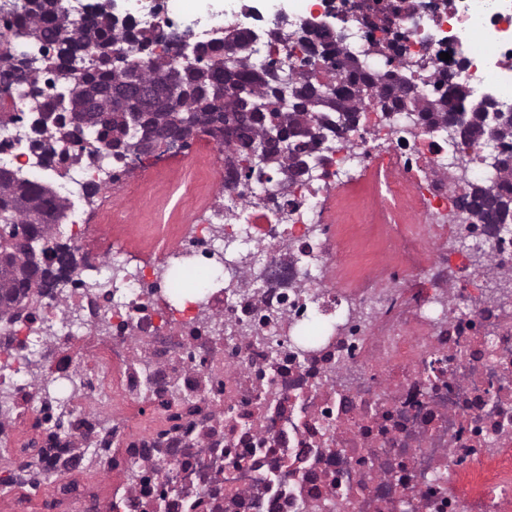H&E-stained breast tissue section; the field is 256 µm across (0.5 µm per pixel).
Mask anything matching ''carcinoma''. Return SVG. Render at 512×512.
<instances>
[{
    "label": "carcinoma",
    "mask_w": 512,
    "mask_h": 512,
    "mask_svg": "<svg viewBox=\"0 0 512 512\" xmlns=\"http://www.w3.org/2000/svg\"><path fill=\"white\" fill-rule=\"evenodd\" d=\"M12 28H26L30 42L57 38L56 57L47 59V67L63 70V59L78 50L95 53L101 44L124 46L134 40L143 64L116 69L109 58L101 56L89 65L82 94L66 100L65 112L56 115L54 103L43 104L46 120L37 121L42 132L52 139H74L83 131H94L99 137H110L108 145L116 161L128 159L123 146L132 139V131L124 121L129 106L125 99L113 93L126 79L128 72H139L145 79L160 76L171 69V60L155 54V38L149 33L135 37L130 28L116 29L104 12H93L92 22L73 28L63 11L62 0H34L33 7L17 16ZM199 64L180 69L184 90L183 111L174 112L164 97L156 99L146 132H173L182 139L201 133L218 144L227 146L232 157L240 162L249 159L256 150L266 153L267 161L288 171L295 170L306 160L308 149L321 140H329L341 129L358 120L363 99L361 87L373 86L372 74L358 69L353 62L352 78L336 87L338 104H328L306 73L293 76L295 100L288 111L277 108L279 90L272 84L269 70L250 68L248 56L238 54L233 59L213 53V45H198ZM9 81H21L38 88L40 78L32 68L15 67L3 75ZM224 90V112L235 113L241 107L236 90L244 89V98L255 105L254 112L240 126H227L221 115L210 109L208 101L215 92ZM378 98L397 106L399 96L392 81L374 86ZM413 108L433 124L448 120V112L468 108L461 139L468 141L485 131L489 113L473 110L469 92L459 86H448V93L427 101L413 99ZM501 142H510L503 149L505 162L499 166L504 179H512V124L498 132ZM460 207L472 215L475 223L488 229L496 227L512 214V184L497 188L474 186L459 199ZM68 204L49 183H35L0 168V315L15 307L38 301L54 292L58 277L42 266L40 256L53 249L57 258H66L73 266L68 247L55 242L60 219L66 217Z\"/></svg>",
    "instance_id": "1"
}]
</instances>
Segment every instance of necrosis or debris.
Wrapping results in <instances>:
<instances>
[{
  "instance_id": "necrosis-or-debris-1",
  "label": "necrosis or debris",
  "mask_w": 512,
  "mask_h": 512,
  "mask_svg": "<svg viewBox=\"0 0 512 512\" xmlns=\"http://www.w3.org/2000/svg\"><path fill=\"white\" fill-rule=\"evenodd\" d=\"M278 8L127 4L132 30L170 59L173 29L200 43L234 27L256 37L253 66L303 69L317 85L346 81L343 47L363 71L413 75L414 96L459 84L512 108V0H289L295 20L336 16L291 40ZM372 43L385 55L367 54ZM34 111L27 84L0 91V166L54 179L80 258L61 294L0 319V478L34 462L49 476L14 506L50 491L67 512H512V313L486 288L491 274H512V236L497 244L479 230L450 254L425 228L457 216L470 184L499 183L488 136L461 143L447 125L386 116L373 98L286 194L287 171L249 179L204 144L198 157L226 205L167 254L220 264L178 308L161 266L131 264L108 236L84 246L88 187L122 186L120 224L141 182L92 134L44 139ZM373 167L392 200L425 219L390 225L389 237L434 253L411 267L410 287L379 295L344 281V250L316 232L325 200ZM31 421L38 435L15 444L10 431ZM96 482L107 495L88 492Z\"/></svg>"
}]
</instances>
